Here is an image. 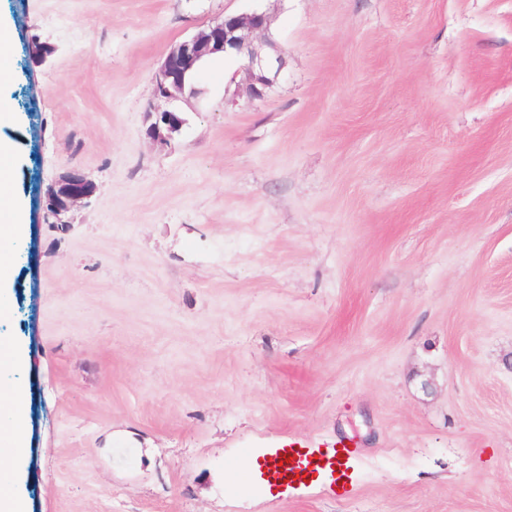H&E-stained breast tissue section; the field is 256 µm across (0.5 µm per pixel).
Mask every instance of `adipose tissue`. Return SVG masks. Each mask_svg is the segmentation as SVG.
I'll return each mask as SVG.
<instances>
[{
    "instance_id": "obj_1",
    "label": "adipose tissue",
    "mask_w": 512,
    "mask_h": 512,
    "mask_svg": "<svg viewBox=\"0 0 512 512\" xmlns=\"http://www.w3.org/2000/svg\"><path fill=\"white\" fill-rule=\"evenodd\" d=\"M13 146L0 139V315L10 313L8 271L12 263L13 247L20 238L21 216L12 190ZM21 387L14 382H0V406L10 407L8 418L0 419V433L5 434L11 450L0 454V470L14 469L21 457L25 430V412L20 409Z\"/></svg>"
}]
</instances>
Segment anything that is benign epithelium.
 I'll list each match as a JSON object with an SVG mask.
<instances>
[{
    "label": "benign epithelium",
    "instance_id": "1",
    "mask_svg": "<svg viewBox=\"0 0 512 512\" xmlns=\"http://www.w3.org/2000/svg\"><path fill=\"white\" fill-rule=\"evenodd\" d=\"M266 47H273L270 19L259 10L216 19L206 29L174 45L158 70L154 87L156 98L170 107L150 111L152 121L145 130L148 139L164 147L180 132L185 119L172 103L184 97L188 81L203 60L218 53H231L242 59L249 97L263 98L283 66L282 58L265 52ZM96 190L97 185L88 174L76 168L67 170L46 190L47 217L55 224L70 223L69 214L87 204Z\"/></svg>",
    "mask_w": 512,
    "mask_h": 512
}]
</instances>
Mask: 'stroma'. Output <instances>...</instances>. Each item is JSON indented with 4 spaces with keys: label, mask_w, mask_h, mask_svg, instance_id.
I'll return each mask as SVG.
<instances>
[{
    "label": "stroma",
    "mask_w": 512,
    "mask_h": 512,
    "mask_svg": "<svg viewBox=\"0 0 512 512\" xmlns=\"http://www.w3.org/2000/svg\"><path fill=\"white\" fill-rule=\"evenodd\" d=\"M259 8L283 69L169 49ZM25 512H512V0H0ZM52 47L29 57L32 42ZM98 189L68 225L44 192ZM346 476L271 491L285 448ZM270 19L265 11L224 15L206 29L174 45L166 54L155 78L154 94L171 107L150 110L152 121L145 135L160 147L170 144L174 134L185 124L173 103L182 99L187 83L201 68L203 60L218 53H231L244 62L247 93L253 99L264 97L280 73L283 60L263 50L273 48ZM11 40L10 25L0 18V125L8 124L12 120V104L6 92L11 80L9 65ZM95 181L82 170L72 168L62 173L46 190L45 210L50 224H71L69 214L86 205L95 194ZM282 451L284 453L281 455L277 454L272 459L273 462L270 464V467L276 470L280 465L281 460L284 459V457H288V477L290 481H297L302 479L304 470H306L307 467L311 464V461L308 459L309 456L314 458L312 460L313 463L325 462L324 467H315L316 470L326 468L332 469L333 465H336V468L343 466L347 468L348 464V460H345V454L340 452L338 448L325 451H321L320 448H318L317 451L312 450L311 452H307L305 454H301L295 448H288V451L285 448ZM304 461H306V464H304Z\"/></svg>",
    "instance_id": "1"
}]
</instances>
